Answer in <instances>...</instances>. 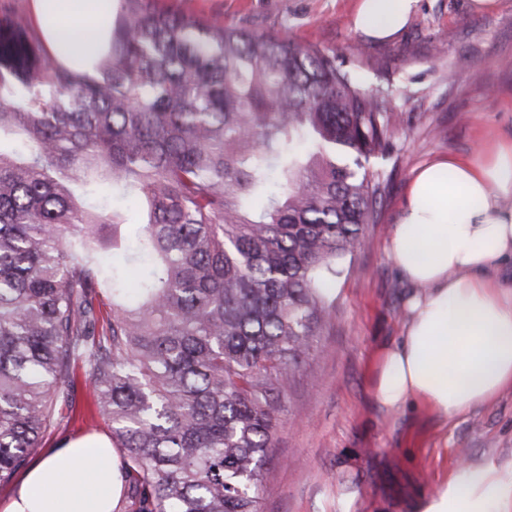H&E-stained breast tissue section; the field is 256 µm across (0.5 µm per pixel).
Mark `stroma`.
Listing matches in <instances>:
<instances>
[{
	"label": "stroma",
	"instance_id": "1",
	"mask_svg": "<svg viewBox=\"0 0 512 512\" xmlns=\"http://www.w3.org/2000/svg\"><path fill=\"white\" fill-rule=\"evenodd\" d=\"M358 0H160L202 20L285 33L334 51L358 86L387 96L394 135L375 170L387 185L379 223L366 225L350 274L336 283L333 323L282 401L260 512H411L415 499L462 466L512 472V390L446 428L426 414L392 425L370 388L385 344L397 340L411 291L388 255L416 170L512 140V0L474 14L469 0H419L405 31L374 42L357 32ZM78 412L46 436L109 435L77 382Z\"/></svg>",
	"mask_w": 512,
	"mask_h": 512
}]
</instances>
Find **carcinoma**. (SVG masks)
<instances>
[{"label": "carcinoma", "instance_id": "carcinoma-1", "mask_svg": "<svg viewBox=\"0 0 512 512\" xmlns=\"http://www.w3.org/2000/svg\"><path fill=\"white\" fill-rule=\"evenodd\" d=\"M97 74L0 9V484L77 374L136 512H259L385 191L388 101L286 35L118 0Z\"/></svg>", "mask_w": 512, "mask_h": 512}]
</instances>
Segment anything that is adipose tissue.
Instances as JSON below:
<instances>
[{
  "label": "adipose tissue",
  "mask_w": 512,
  "mask_h": 512,
  "mask_svg": "<svg viewBox=\"0 0 512 512\" xmlns=\"http://www.w3.org/2000/svg\"><path fill=\"white\" fill-rule=\"evenodd\" d=\"M418 0H359L352 23L372 40L394 38ZM118 0H32L47 49L92 71L109 48ZM512 141L467 158H438L413 178L389 256L414 292L399 342L387 347L372 393L388 414L426 406L439 426L512 389V287L497 270L512 260ZM122 487L108 440L63 443L26 471L7 512H113ZM421 512H512V475L462 467Z\"/></svg>",
  "instance_id": "adipose-tissue-1"
}]
</instances>
